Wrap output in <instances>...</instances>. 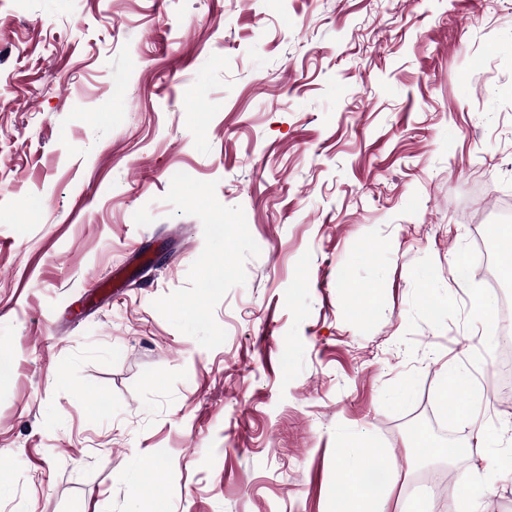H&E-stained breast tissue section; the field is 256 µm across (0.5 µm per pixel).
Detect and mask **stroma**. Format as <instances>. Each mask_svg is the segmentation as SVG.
Returning a JSON list of instances; mask_svg holds the SVG:
<instances>
[{"mask_svg":"<svg viewBox=\"0 0 512 512\" xmlns=\"http://www.w3.org/2000/svg\"><path fill=\"white\" fill-rule=\"evenodd\" d=\"M510 198L512 0H0V512H341L363 439L400 512L419 422L512 512Z\"/></svg>","mask_w":512,"mask_h":512,"instance_id":"stroma-1","label":"stroma"}]
</instances>
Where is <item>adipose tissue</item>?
I'll return each mask as SVG.
<instances>
[{"label": "adipose tissue", "instance_id": "obj_1", "mask_svg": "<svg viewBox=\"0 0 512 512\" xmlns=\"http://www.w3.org/2000/svg\"><path fill=\"white\" fill-rule=\"evenodd\" d=\"M374 455V448L363 441L338 459L336 485L345 493L343 512H385L380 493L362 479V472ZM446 455L448 461L457 466L454 473L458 491L456 512H481V504L496 494V487L481 479L471 467L465 466L467 448L457 446L448 449Z\"/></svg>", "mask_w": 512, "mask_h": 512}]
</instances>
